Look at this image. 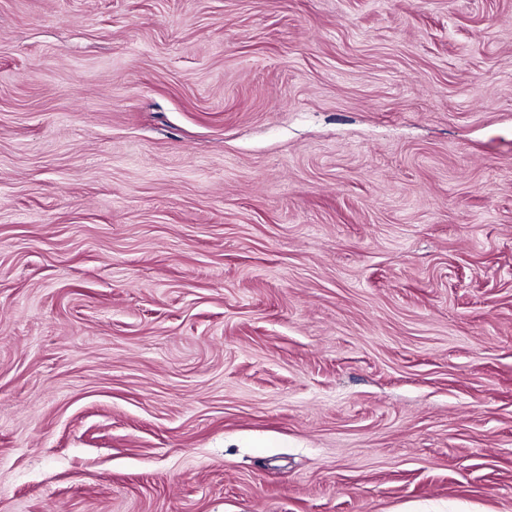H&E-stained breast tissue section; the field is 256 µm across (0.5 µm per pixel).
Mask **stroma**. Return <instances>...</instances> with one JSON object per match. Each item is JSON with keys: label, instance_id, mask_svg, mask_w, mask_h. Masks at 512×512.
<instances>
[{"label": "stroma", "instance_id": "35a3bbf8", "mask_svg": "<svg viewBox=\"0 0 512 512\" xmlns=\"http://www.w3.org/2000/svg\"><path fill=\"white\" fill-rule=\"evenodd\" d=\"M0 512H512V0H0Z\"/></svg>", "mask_w": 512, "mask_h": 512}]
</instances>
